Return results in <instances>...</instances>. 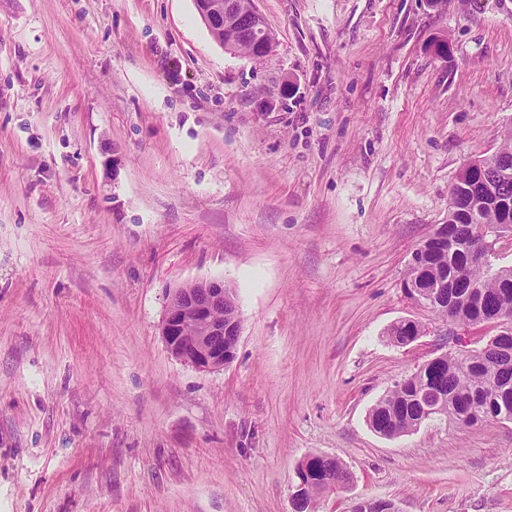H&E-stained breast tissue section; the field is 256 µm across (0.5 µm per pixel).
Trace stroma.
<instances>
[{
	"label": "stroma",
	"instance_id": "1",
	"mask_svg": "<svg viewBox=\"0 0 512 512\" xmlns=\"http://www.w3.org/2000/svg\"><path fill=\"white\" fill-rule=\"evenodd\" d=\"M253 5L262 60L194 0H0V512H294L310 455L351 474L316 512H512V422L368 420L473 348L403 282L462 164L512 130V11ZM212 278L241 334L202 372L161 323ZM422 326L413 320L403 319L393 323L387 330V336L390 342L395 345H404L421 333ZM414 340V341H415ZM413 341V342H414Z\"/></svg>",
	"mask_w": 512,
	"mask_h": 512
}]
</instances>
